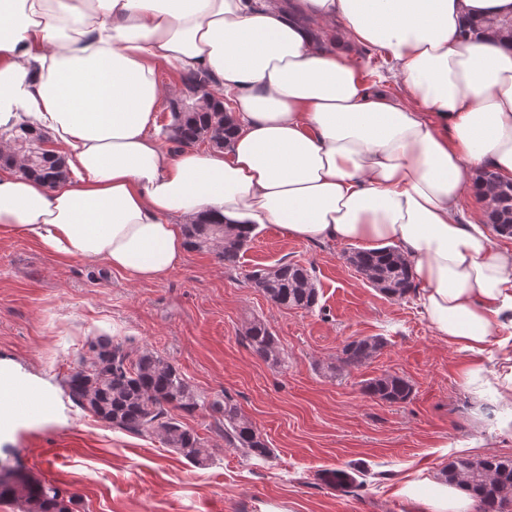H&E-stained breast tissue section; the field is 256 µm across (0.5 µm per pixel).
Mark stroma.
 Returning <instances> with one entry per match:
<instances>
[{
  "label": "stroma",
  "instance_id": "1",
  "mask_svg": "<svg viewBox=\"0 0 512 512\" xmlns=\"http://www.w3.org/2000/svg\"><path fill=\"white\" fill-rule=\"evenodd\" d=\"M346 244L286 237L259 227L242 271L205 251L159 282L134 284L85 259L58 261L38 242L0 233V368L50 409L0 431V468H20L59 485L74 512H408L400 479L440 477L448 462L512 456V401L475 395L466 357L434 333L415 297L396 301L347 263ZM295 263L312 269L319 303L276 306L243 270ZM265 321L284 348V365L258 357L243 338ZM379 336L370 364L331 374L343 345ZM97 337L148 348L179 367L197 393H229L268 440L270 461L245 462L225 445L209 413L186 423L215 450L197 468L157 441L113 429L69 398L64 380ZM413 386L389 404L367 396L382 372ZM343 469L353 488L327 484Z\"/></svg>",
  "mask_w": 512,
  "mask_h": 512
}]
</instances>
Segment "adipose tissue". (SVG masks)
Here are the masks:
<instances>
[{
  "label": "adipose tissue",
  "mask_w": 512,
  "mask_h": 512,
  "mask_svg": "<svg viewBox=\"0 0 512 512\" xmlns=\"http://www.w3.org/2000/svg\"><path fill=\"white\" fill-rule=\"evenodd\" d=\"M358 44L389 59L384 84L367 86ZM167 67L213 78L232 124L223 149L162 146ZM8 124L49 133L72 178L0 167V232L134 283L177 269L201 218L391 246L437 336L470 354L465 385L512 397V371L482 364L512 329V250L461 211L495 206L480 171L512 179V0H0ZM397 493L414 512L475 504L441 480Z\"/></svg>",
  "instance_id": "1"
}]
</instances>
